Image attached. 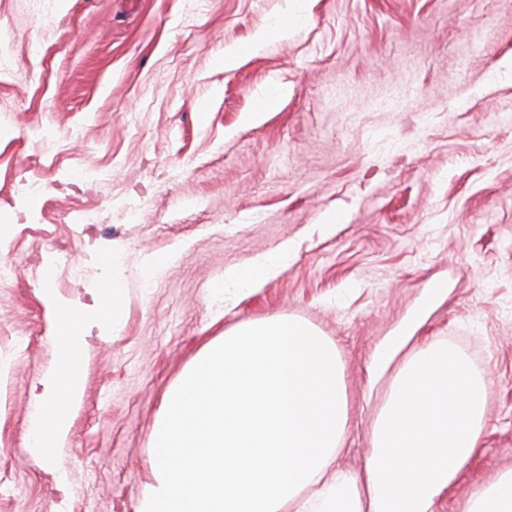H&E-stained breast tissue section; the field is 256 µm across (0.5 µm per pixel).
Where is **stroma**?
Segmentation results:
<instances>
[{
    "label": "stroma",
    "instance_id": "obj_1",
    "mask_svg": "<svg viewBox=\"0 0 512 512\" xmlns=\"http://www.w3.org/2000/svg\"><path fill=\"white\" fill-rule=\"evenodd\" d=\"M285 7L199 0L187 25L185 0H0V264L15 270L0 285V512L59 507L24 451L53 358L40 290L84 306L115 273L128 315L85 332L66 512H135L165 392L224 329L274 316L340 353L343 466L363 468L389 384L371 357L417 314L419 335L486 377L483 444L449 512L512 464V0H308L287 38L213 64ZM272 80L288 93L255 114ZM86 210L94 228L75 221ZM285 242L288 268L216 318L225 266ZM169 251L144 293L145 256Z\"/></svg>",
    "mask_w": 512,
    "mask_h": 512
}]
</instances>
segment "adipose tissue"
Masks as SVG:
<instances>
[{"instance_id": "ef3b65f1", "label": "adipose tissue", "mask_w": 512, "mask_h": 512, "mask_svg": "<svg viewBox=\"0 0 512 512\" xmlns=\"http://www.w3.org/2000/svg\"><path fill=\"white\" fill-rule=\"evenodd\" d=\"M306 3L289 0L248 47L224 49L215 64L231 69L246 50L285 37ZM291 259L285 243L225 267L212 303L236 307ZM40 294L55 322V356L29 400L25 450L66 497L71 431L84 396L83 330L101 322L118 328L127 308L116 277L81 308L54 289ZM416 331L412 325L389 337L373 355L372 374L392 380L356 472L338 462L348 416L335 344L289 316L224 330L165 394L136 512H445L481 446L487 390L482 371L454 345L422 342ZM463 512H512V467Z\"/></svg>"}]
</instances>
